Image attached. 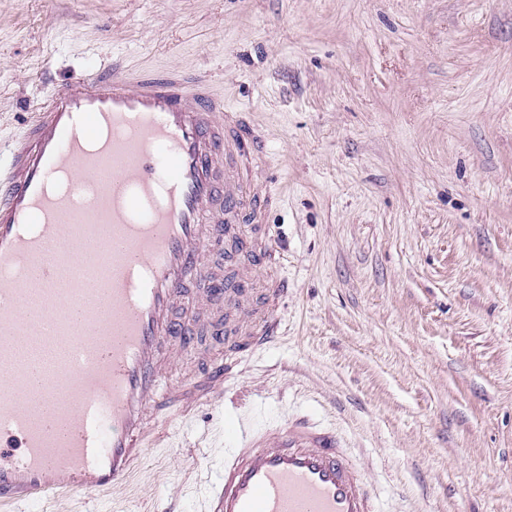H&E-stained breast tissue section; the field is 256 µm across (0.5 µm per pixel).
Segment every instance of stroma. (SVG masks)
I'll list each match as a JSON object with an SVG mask.
<instances>
[{"mask_svg": "<svg viewBox=\"0 0 512 512\" xmlns=\"http://www.w3.org/2000/svg\"><path fill=\"white\" fill-rule=\"evenodd\" d=\"M111 61L262 129L288 299L223 412L42 512H201L236 412L336 428L382 512H512V0H0V145Z\"/></svg>", "mask_w": 512, "mask_h": 512, "instance_id": "stroma-1", "label": "stroma"}]
</instances>
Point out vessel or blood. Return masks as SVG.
I'll list each match as a JSON object with an SVG mask.
<instances>
[{
    "label": "vessel or blood",
    "instance_id": "b4317fda",
    "mask_svg": "<svg viewBox=\"0 0 512 512\" xmlns=\"http://www.w3.org/2000/svg\"><path fill=\"white\" fill-rule=\"evenodd\" d=\"M262 140L213 87L179 74L80 75L54 88L0 159V512L122 487L161 423L218 406L224 364L185 369L190 334L235 313L231 347L275 336L288 284L262 306L217 296L224 227L237 263L278 262L256 176ZM108 181H101L103 168ZM104 193L84 206L90 183ZM112 227L103 235L101 225ZM221 479L204 512H380L335 430L304 418L224 420Z\"/></svg>",
    "mask_w": 512,
    "mask_h": 512
}]
</instances>
